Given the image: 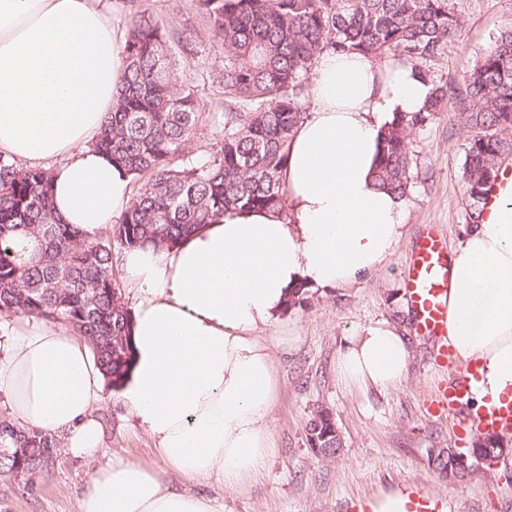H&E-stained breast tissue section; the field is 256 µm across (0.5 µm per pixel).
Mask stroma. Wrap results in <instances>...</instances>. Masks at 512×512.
<instances>
[{
    "mask_svg": "<svg viewBox=\"0 0 512 512\" xmlns=\"http://www.w3.org/2000/svg\"><path fill=\"white\" fill-rule=\"evenodd\" d=\"M147 6L186 40L182 76L199 85L203 106L189 149L207 159L219 139L223 111L209 73L221 61L209 48L206 23L191 0H148ZM456 8V40L427 64L431 80L440 83L462 78L491 37L512 24V0H456ZM466 139L451 101H444L433 120L411 136L414 187L403 237L390 260L354 287L305 291L301 305L283 316L284 326L299 337L293 347L278 345L279 329L264 331L274 346L280 393L270 413L275 451L263 476L237 492L191 478L181 479L183 488L222 500L224 512H351L356 501L394 483L423 488L443 512H512V454L494 471L476 466L461 478L440 474L432 464L440 449L470 448L474 435L459 429V413L433 404L462 365H437L435 344L420 334L405 295V261L425 225H439L449 250L465 242ZM382 322L409 339L406 378L383 390L340 384L336 355L344 337ZM321 407L332 413L341 435L342 449L334 458L314 453L307 439L306 424ZM96 413L104 427L102 447L89 457L59 453L49 471L30 479L0 480V512H76L86 482L116 454L162 466L152 436L131 417L118 390L109 392Z\"/></svg>",
    "mask_w": 512,
    "mask_h": 512,
    "instance_id": "stroma-1",
    "label": "stroma"
}]
</instances>
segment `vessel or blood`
Wrapping results in <instances>:
<instances>
[{
  "mask_svg": "<svg viewBox=\"0 0 512 512\" xmlns=\"http://www.w3.org/2000/svg\"><path fill=\"white\" fill-rule=\"evenodd\" d=\"M404 283L407 302L418 330L438 342L437 363L443 367L451 365L453 354L444 343L448 334L447 299L451 270L448 248L435 225L425 226L412 245L404 270ZM476 375L477 371L473 368L456 374L440 396L439 406L461 412L462 423L472 429L512 432L511 406L472 408L470 381Z\"/></svg>",
  "mask_w": 512,
  "mask_h": 512,
  "instance_id": "1",
  "label": "vessel or blood"
}]
</instances>
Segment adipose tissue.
<instances>
[{
	"label": "adipose tissue",
	"mask_w": 512,
	"mask_h": 512,
	"mask_svg": "<svg viewBox=\"0 0 512 512\" xmlns=\"http://www.w3.org/2000/svg\"><path fill=\"white\" fill-rule=\"evenodd\" d=\"M126 31L107 0H0V154L51 162L57 216L94 238L119 221L130 175L95 140L125 68ZM308 116L288 142L285 212L230 210L171 247L127 252L135 365L122 399L156 441L155 469L121 458L93 475L77 512H222L177 475L240 489L275 444L280 384L263 330L298 286L345 288L398 246L406 202L374 184L378 138L393 114L421 111L427 83L410 67L322 52ZM448 345L475 366V406L512 404V178L451 255ZM411 350L389 324L347 337L345 385L387 389ZM104 377L89 346L35 315L0 326V399L20 427L64 435L74 456L101 441Z\"/></svg>",
	"instance_id": "adipose-tissue-1"
}]
</instances>
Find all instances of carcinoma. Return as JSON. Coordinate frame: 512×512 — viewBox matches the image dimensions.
Listing matches in <instances>:
<instances>
[{"label": "carcinoma", "instance_id": "carcinoma-1", "mask_svg": "<svg viewBox=\"0 0 512 512\" xmlns=\"http://www.w3.org/2000/svg\"><path fill=\"white\" fill-rule=\"evenodd\" d=\"M222 55L213 82L224 123L204 163L187 145L200 117L198 86L163 17L130 13L123 85L95 147L146 182L109 235L90 240L55 216L47 170L0 155V316L36 315L67 326L91 346L107 385L118 388L134 361L130 310L113 255L147 244L171 247L227 210L280 213L288 140L307 117L310 78L323 51L392 54L427 80L422 63L441 55L460 25L455 0H192ZM467 129L466 223L479 224L488 184L512 156V26L501 30L461 81L434 83L421 112L395 114L381 131L374 178L406 197L413 184L410 136L446 97ZM333 414L309 419L311 448L338 454ZM1 448H58L57 435L0 418Z\"/></svg>", "mask_w": 512, "mask_h": 512}]
</instances>
